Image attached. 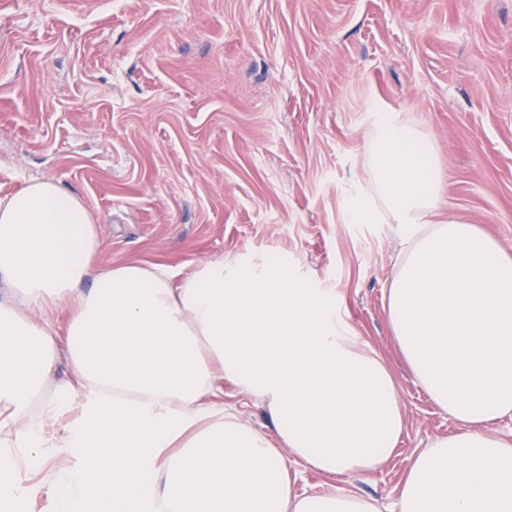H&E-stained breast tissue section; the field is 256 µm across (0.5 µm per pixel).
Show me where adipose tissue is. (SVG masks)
Segmentation results:
<instances>
[{
    "mask_svg": "<svg viewBox=\"0 0 512 512\" xmlns=\"http://www.w3.org/2000/svg\"><path fill=\"white\" fill-rule=\"evenodd\" d=\"M367 157L349 211L403 229L388 288L395 348L459 424L412 458L398 512H512V439L494 432L512 417V254L463 218L432 221L445 174L413 126L381 113ZM103 247L55 180L0 203L5 512L28 493L20 472L47 469L55 512L91 496L112 512H378L352 492L295 494L284 462L370 474L406 426L385 356L337 318L335 289L281 255L217 259L178 281L161 264L101 266ZM228 383L263 405L274 437L225 413Z\"/></svg>",
    "mask_w": 512,
    "mask_h": 512,
    "instance_id": "ef3b65f1",
    "label": "adipose tissue"
}]
</instances>
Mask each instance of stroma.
Listing matches in <instances>:
<instances>
[{
  "label": "stroma",
  "instance_id": "1",
  "mask_svg": "<svg viewBox=\"0 0 512 512\" xmlns=\"http://www.w3.org/2000/svg\"><path fill=\"white\" fill-rule=\"evenodd\" d=\"M424 131L444 216L512 251V0H0V201L51 178L77 194L104 266L175 278L220 256L285 255L336 291L406 414L395 457L338 487L397 512L412 458L457 431L396 354L399 225L354 224L377 112Z\"/></svg>",
  "mask_w": 512,
  "mask_h": 512
}]
</instances>
